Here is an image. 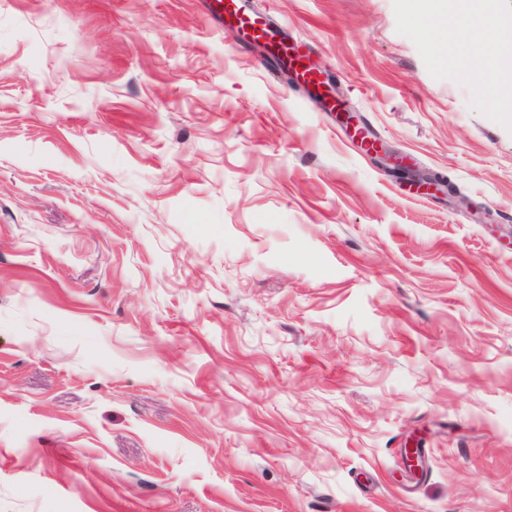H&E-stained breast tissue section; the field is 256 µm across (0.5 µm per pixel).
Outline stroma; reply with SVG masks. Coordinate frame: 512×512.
Returning <instances> with one entry per match:
<instances>
[{
  "label": "stroma",
  "mask_w": 512,
  "mask_h": 512,
  "mask_svg": "<svg viewBox=\"0 0 512 512\" xmlns=\"http://www.w3.org/2000/svg\"><path fill=\"white\" fill-rule=\"evenodd\" d=\"M251 2L452 191L201 0H0V512H512V0ZM495 54L483 43H473L470 47L469 58L481 71L483 85L486 87L488 94L493 99H500L508 93L505 91L508 85L500 81V74L504 71L509 63L506 60L494 61Z\"/></svg>",
  "instance_id": "stroma-1"
}]
</instances>
